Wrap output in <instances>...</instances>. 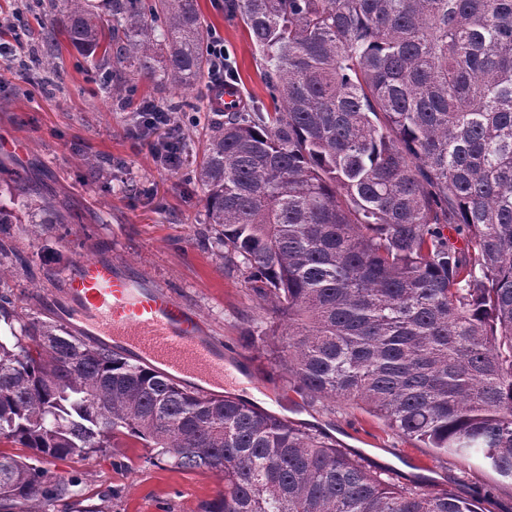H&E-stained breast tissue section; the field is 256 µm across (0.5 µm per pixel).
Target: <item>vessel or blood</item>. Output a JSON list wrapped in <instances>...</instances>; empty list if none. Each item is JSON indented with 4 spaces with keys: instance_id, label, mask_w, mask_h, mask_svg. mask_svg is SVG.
<instances>
[{
    "instance_id": "b4317fda",
    "label": "vessel or blood",
    "mask_w": 512,
    "mask_h": 512,
    "mask_svg": "<svg viewBox=\"0 0 512 512\" xmlns=\"http://www.w3.org/2000/svg\"><path fill=\"white\" fill-rule=\"evenodd\" d=\"M68 279L74 317L91 340H110L143 360L206 383L233 384L223 349L204 336L197 313L164 289L100 260L72 265Z\"/></svg>"
}]
</instances>
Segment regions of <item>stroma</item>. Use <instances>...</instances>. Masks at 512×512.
<instances>
[{
  "label": "stroma",
  "instance_id": "obj_1",
  "mask_svg": "<svg viewBox=\"0 0 512 512\" xmlns=\"http://www.w3.org/2000/svg\"><path fill=\"white\" fill-rule=\"evenodd\" d=\"M199 5L209 30L224 37L243 98L270 105L243 24L227 20L224 0ZM59 44L47 73L0 62V97L8 101L0 109V171L29 178L68 218L64 224L8 225L6 241L26 260L7 271L16 312L65 325L61 270L79 261L111 260L198 313L207 336L223 345L225 366L239 378L225 394L328 431L348 451L365 454L371 469L393 468L396 482L425 476L454 494L478 498L483 512H512V487L497 485L490 472L466 470L456 459L397 441L362 409L340 404L330 410L304 399L278 367L277 345H250L248 334L266 312L202 237L203 192L188 176L192 162L167 166L153 145L167 137L168 127L143 132L130 120L141 99L153 97L152 86L140 82L125 108H117L102 94L100 72L87 69L67 39ZM88 155L98 158L99 169L85 165ZM256 377L266 390L253 389ZM47 467L80 478V497L110 512H201L224 486L215 473L177 468L133 441Z\"/></svg>",
  "mask_w": 512,
  "mask_h": 512
}]
</instances>
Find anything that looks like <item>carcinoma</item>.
<instances>
[{
    "label": "carcinoma",
    "instance_id": "carcinoma-1",
    "mask_svg": "<svg viewBox=\"0 0 512 512\" xmlns=\"http://www.w3.org/2000/svg\"><path fill=\"white\" fill-rule=\"evenodd\" d=\"M38 55L63 35L117 103L140 80L208 72L198 0H39ZM248 30L273 111L209 113L204 237L264 305L301 395L364 409L404 442L512 486V0H224ZM29 224H61L27 201ZM0 293V512L72 504L42 466L135 438L216 472L202 512H481L376 473L336 440L230 395L191 391Z\"/></svg>",
    "mask_w": 512,
    "mask_h": 512
}]
</instances>
